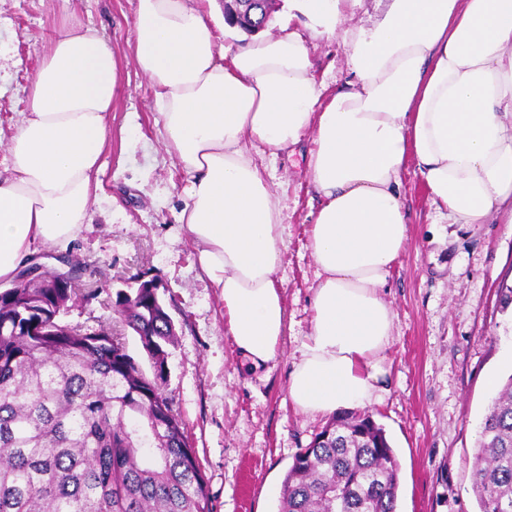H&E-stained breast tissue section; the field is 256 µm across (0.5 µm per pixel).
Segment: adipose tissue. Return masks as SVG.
Here are the masks:
<instances>
[{"mask_svg":"<svg viewBox=\"0 0 512 512\" xmlns=\"http://www.w3.org/2000/svg\"><path fill=\"white\" fill-rule=\"evenodd\" d=\"M286 2L312 36H341L347 48L348 78L329 102L300 34L263 33L227 51L201 0H134V59L185 175L180 221L254 369L282 354L286 239L247 143L282 150L314 133L317 283L288 394L303 414L332 416L384 390L395 322L385 289L409 238L407 161L451 223L512 207V0H385L369 26L352 23L362 0ZM116 89L105 33L75 23L53 35L0 171V282L34 244L67 247L91 223Z\"/></svg>","mask_w":512,"mask_h":512,"instance_id":"adipose-tissue-1","label":"adipose tissue"}]
</instances>
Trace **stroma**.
Wrapping results in <instances>:
<instances>
[{
    "mask_svg": "<svg viewBox=\"0 0 512 512\" xmlns=\"http://www.w3.org/2000/svg\"><path fill=\"white\" fill-rule=\"evenodd\" d=\"M112 40L117 94L108 115L100 186L66 254L82 267L95 299L69 307L64 321L84 332L121 336L145 376L153 368L138 336L113 310L133 277L158 275L177 341L169 347L162 386L194 448L213 512H279L280 489L294 455L325 418L298 412L288 374L311 320L316 266L307 249L309 213L318 199L306 175L311 137L293 153L270 154L253 143L287 226L278 274L288 311L282 355L267 370L247 371L224 332L219 290L202 271L178 215L181 172L164 151L154 94L138 74L132 0H0V42L10 68L0 83V163L25 108L51 33L72 22ZM317 80L332 95L348 76L338 38L308 43ZM410 226L386 299L395 312L387 352L390 373L381 402L368 412L382 425L400 464L398 512H479L471 469L482 422L495 390L512 377V306L500 289L512 285V210L484 224L442 221L415 162L402 173Z\"/></svg>",
    "mask_w": 512,
    "mask_h": 512,
    "instance_id": "35a3bbf8",
    "label": "stroma"
}]
</instances>
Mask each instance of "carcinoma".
<instances>
[{
  "label": "carcinoma",
  "instance_id": "obj_1",
  "mask_svg": "<svg viewBox=\"0 0 512 512\" xmlns=\"http://www.w3.org/2000/svg\"><path fill=\"white\" fill-rule=\"evenodd\" d=\"M78 277L0 294V512H212L196 452L161 391L165 307L147 288L115 310L152 363L122 338L60 320L97 290ZM399 462L367 414L328 422L294 456L281 512H397ZM479 512H512V377L481 426L472 470Z\"/></svg>",
  "mask_w": 512,
  "mask_h": 512
}]
</instances>
